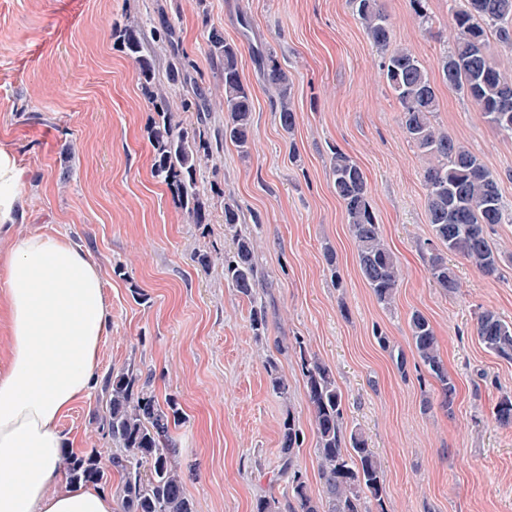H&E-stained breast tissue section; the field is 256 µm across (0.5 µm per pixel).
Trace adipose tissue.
<instances>
[{"label": "adipose tissue", "instance_id": "ef3b65f1", "mask_svg": "<svg viewBox=\"0 0 512 512\" xmlns=\"http://www.w3.org/2000/svg\"><path fill=\"white\" fill-rule=\"evenodd\" d=\"M22 177L0 147V224L24 214ZM0 306L12 342L0 374V512H113L100 489L51 488L66 446L59 423L91 396L112 318L99 266L68 236L14 237L0 252Z\"/></svg>", "mask_w": 512, "mask_h": 512}]
</instances>
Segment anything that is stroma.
Masks as SVG:
<instances>
[{
	"label": "stroma",
	"mask_w": 512,
	"mask_h": 512,
	"mask_svg": "<svg viewBox=\"0 0 512 512\" xmlns=\"http://www.w3.org/2000/svg\"><path fill=\"white\" fill-rule=\"evenodd\" d=\"M155 0H0V146L25 170L27 206L13 234H67L101 268L112 321L98 377L141 361L158 397H174V431L195 512H252L256 498H284L280 429L302 431L298 461L312 495L321 483L300 350L328 365L344 397V427L361 432L384 471L386 512H512V425L495 418L512 395V363L487 352L476 315L512 322V224L489 232L499 270L485 276L453 256L460 288L449 294L429 272L432 237L422 181L425 159L406 137L400 106L350 0H206L212 23L241 48L253 94L255 146H234L207 183L238 205L268 286L267 331L255 337L250 306L224 282V208L207 231L188 223L151 171L148 103L132 61L113 44V23L152 10ZM393 44L428 69L439 110L434 123L496 177L512 215V139L475 104L448 88L439 60L453 41L451 0H429L421 22L409 0H380ZM182 48L213 96L222 85L206 55L195 0H178ZM248 18L250 31L239 20ZM278 51L292 82L296 126L285 133L251 53ZM342 151L366 174L382 237L402 269L391 307L362 279L357 250L332 188L330 158ZM336 252L329 271L325 246ZM213 256L201 269L193 255ZM430 320L456 385L443 406L417 357L408 320ZM276 366L287 397L269 384ZM96 398L74 405L60 430L74 450L108 451Z\"/></svg>",
	"instance_id": "1"
}]
</instances>
